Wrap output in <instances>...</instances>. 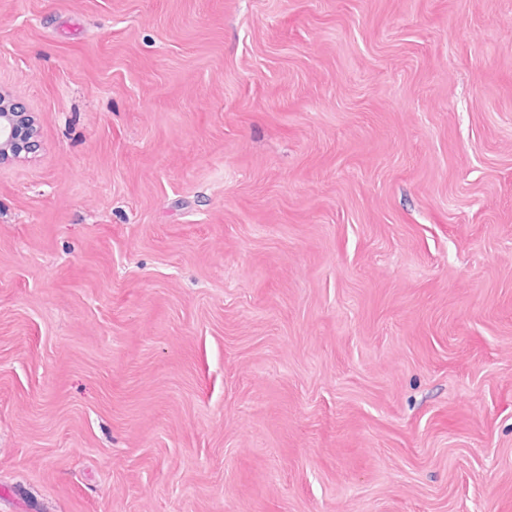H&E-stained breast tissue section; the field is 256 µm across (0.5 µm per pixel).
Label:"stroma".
I'll return each mask as SVG.
<instances>
[{
    "label": "stroma",
    "instance_id": "35a3bbf8",
    "mask_svg": "<svg viewBox=\"0 0 512 512\" xmlns=\"http://www.w3.org/2000/svg\"><path fill=\"white\" fill-rule=\"evenodd\" d=\"M0 512H512V0H0ZM39 149L29 106L18 97L0 92V164L29 158Z\"/></svg>",
    "mask_w": 512,
    "mask_h": 512
}]
</instances>
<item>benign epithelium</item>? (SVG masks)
<instances>
[{
  "label": "benign epithelium",
  "mask_w": 512,
  "mask_h": 512,
  "mask_svg": "<svg viewBox=\"0 0 512 512\" xmlns=\"http://www.w3.org/2000/svg\"><path fill=\"white\" fill-rule=\"evenodd\" d=\"M39 149L29 106L18 97L0 92V164L26 159Z\"/></svg>",
  "instance_id": "benign-epithelium-1"
}]
</instances>
